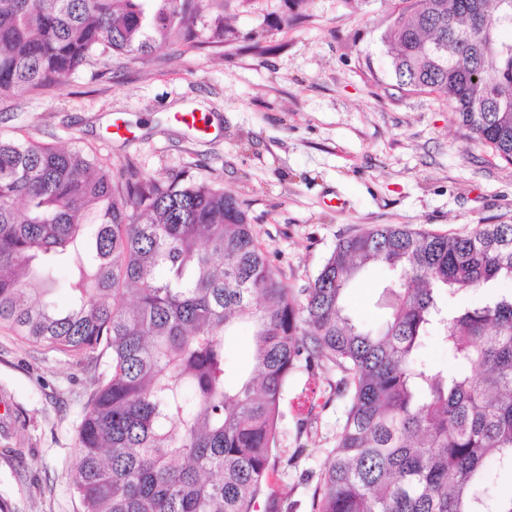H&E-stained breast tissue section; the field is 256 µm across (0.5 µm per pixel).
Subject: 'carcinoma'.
Returning a JSON list of instances; mask_svg holds the SVG:
<instances>
[{
	"instance_id": "1",
	"label": "carcinoma",
	"mask_w": 512,
	"mask_h": 512,
	"mask_svg": "<svg viewBox=\"0 0 512 512\" xmlns=\"http://www.w3.org/2000/svg\"><path fill=\"white\" fill-rule=\"evenodd\" d=\"M383 38L396 85L445 101L512 164V0H401ZM192 0H0V98L38 96L79 67L196 47ZM447 42L439 57L430 42ZM61 256L69 308L48 298ZM389 273L373 331L345 313ZM512 224L468 235L381 224L336 244L295 294L247 212L213 182L0 137V328L89 358L97 387L77 430L85 512H257L278 474L289 381L334 371L345 420L312 512H512ZM486 293L473 303L468 294ZM246 329L234 379L224 336ZM429 345L443 364L422 355ZM385 278V272L368 267L354 281L347 291L348 311L354 319L374 324L384 321L386 312L376 306V301Z\"/></svg>"
}]
</instances>
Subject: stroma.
Returning a JSON list of instances; mask_svg holds the SVG:
<instances>
[{
	"label": "stroma",
	"instance_id": "stroma-1",
	"mask_svg": "<svg viewBox=\"0 0 512 512\" xmlns=\"http://www.w3.org/2000/svg\"><path fill=\"white\" fill-rule=\"evenodd\" d=\"M400 0H197L199 48L160 44L146 57L84 66L39 97L0 100V135L80 146L114 172L134 163L159 180L213 181L247 211L282 280L303 288L339 239L377 224L466 234L512 224V164L473 139L428 95L398 90L382 36ZM235 41H210L216 18ZM195 111L196 129L177 113ZM385 272L348 290L354 319L382 323ZM336 373L296 377L315 389L312 429L284 405L275 489L293 512L312 494L345 419ZM96 388L86 358L0 329V502L9 512H83L70 484L77 429Z\"/></svg>",
	"mask_w": 512,
	"mask_h": 512
}]
</instances>
